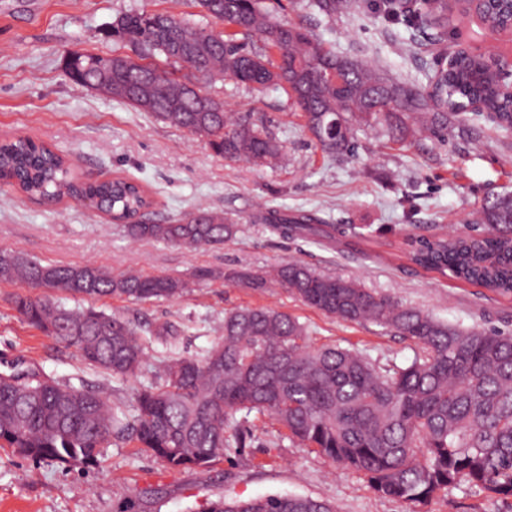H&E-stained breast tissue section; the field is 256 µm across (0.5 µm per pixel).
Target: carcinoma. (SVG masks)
Returning <instances> with one entry per match:
<instances>
[{"mask_svg": "<svg viewBox=\"0 0 512 512\" xmlns=\"http://www.w3.org/2000/svg\"><path fill=\"white\" fill-rule=\"evenodd\" d=\"M203 15L224 26L215 33L164 12H131L112 22V38L149 61L118 63L115 95L164 124L203 139L215 155L255 165L274 164L283 146L265 127L233 117L207 85L227 75L259 89H283L303 113L323 150H353V125H381L398 140L436 134L480 103L492 123L512 131V97L494 71L459 52L426 92L398 84L368 63L340 58L300 26L267 13L261 0H197ZM483 22L501 28L508 10L489 4ZM258 37L262 48L250 46ZM157 56L184 65L179 80L158 68ZM102 58L75 53L68 70L87 86ZM0 181L42 199H91L134 240L197 250L232 240L241 226L224 214L188 212L168 224L134 218L152 205L127 179L77 181L62 156L29 138L0 143ZM474 233L416 238L415 265L512 295V192L487 198ZM269 227L326 233L304 214L271 212ZM230 279L255 291L279 285L304 304L349 323L372 322L412 340L423 355L405 366L382 368L364 354L313 347L297 318L270 307L224 313V335L199 356L163 362L160 382L135 393L127 414L112 408L100 388L61 383L44 372L0 373V442L17 455L67 465H90L98 449L127 433L170 469L207 471L224 457L236 414L269 415L288 438L333 465L363 473L380 495L424 504L462 482L512 497V334L441 322L417 308L316 272L302 263L268 271L235 272ZM0 282L38 294H15L13 308L30 325L74 348L89 366L114 377L136 376L146 347L131 322L93 306L73 309L64 297L151 301L181 296L187 284L171 276H113L92 265L45 263L0 250ZM202 512H335L308 496L269 495L210 501Z\"/></svg>", "mask_w": 512, "mask_h": 512, "instance_id": "obj_1", "label": "carcinoma"}]
</instances>
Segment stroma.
<instances>
[{
	"instance_id": "1",
	"label": "stroma",
	"mask_w": 512,
	"mask_h": 512,
	"mask_svg": "<svg viewBox=\"0 0 512 512\" xmlns=\"http://www.w3.org/2000/svg\"><path fill=\"white\" fill-rule=\"evenodd\" d=\"M263 6L310 31L336 55L372 61L411 88L428 86L439 47L512 51V37L488 31L476 17L452 14L447 26L436 25L423 0H350L348 12L336 16L321 13L311 0H264ZM132 10L204 20L195 0H0V141L30 138L65 155L76 176L140 184L153 202L148 222L165 224L208 209L243 230L223 246L199 250L135 241L87 204L70 198L42 204L0 184V250L63 265L91 263L115 275H168L187 284L172 300L107 301V308L141 327L146 345L141 371L127 382L28 325L10 302L24 285L0 284V373L20 363L63 383L100 384L114 406L127 410L133 390L154 384L170 353H204L223 334L225 310L238 306L296 316L311 345L356 349L382 367L420 354L411 340L327 316L286 289L259 292L224 278L233 270L296 261L357 280L443 322L512 333V296L424 270L406 255L410 237L471 231L470 215L483 199L512 190V132L472 116L449 127L445 137L396 142L380 128L358 124L354 152L331 154L284 92H258L227 78L212 93L226 109L263 122L284 155L272 167L222 159L188 132L70 76L71 53L105 56L118 49L106 31ZM440 35L445 45L436 44ZM272 210L299 212L343 231L332 238L276 234L264 221ZM163 322L179 330L168 346L149 334ZM236 425L241 441L231 442L207 472L168 468L127 437L112 438L89 466L36 461L0 448V512H201L220 496L284 494L330 501L336 512L413 510L378 494L363 473L338 469L298 447L271 417L240 413ZM422 512H512V498L464 484L437 493Z\"/></svg>"
}]
</instances>
